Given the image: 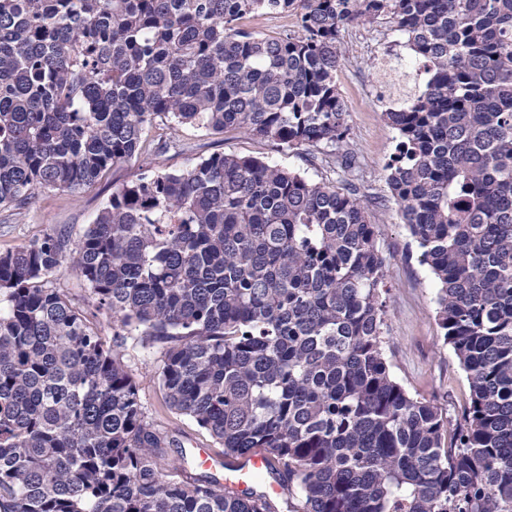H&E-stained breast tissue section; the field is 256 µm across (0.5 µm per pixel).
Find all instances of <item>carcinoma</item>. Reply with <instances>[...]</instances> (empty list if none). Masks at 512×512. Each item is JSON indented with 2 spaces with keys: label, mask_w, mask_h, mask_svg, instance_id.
Returning a JSON list of instances; mask_svg holds the SVG:
<instances>
[{
  "label": "carcinoma",
  "mask_w": 512,
  "mask_h": 512,
  "mask_svg": "<svg viewBox=\"0 0 512 512\" xmlns=\"http://www.w3.org/2000/svg\"><path fill=\"white\" fill-rule=\"evenodd\" d=\"M386 19L429 74L386 112L388 183L469 382L453 434L390 372L357 187L212 154L133 175L76 239L0 252V512H512V0H0V209L164 154L158 124L351 170L339 35ZM65 267L115 336L164 344L167 407L227 466L263 449L283 495L168 454L121 345L53 287ZM265 22L259 21L255 17H247L239 21V26L249 31L259 34H272V32H281L284 30L292 31L295 30V19L292 16H288V24H282L284 18L269 19L266 17Z\"/></svg>",
  "instance_id": "obj_1"
}]
</instances>
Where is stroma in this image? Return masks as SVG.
Instances as JSON below:
<instances>
[{
    "label": "stroma",
    "instance_id": "obj_1",
    "mask_svg": "<svg viewBox=\"0 0 512 512\" xmlns=\"http://www.w3.org/2000/svg\"><path fill=\"white\" fill-rule=\"evenodd\" d=\"M341 56L336 73L346 105L350 138L357 152L353 171L330 170L310 161L307 148L282 150L248 139L233 131L213 133L192 126L177 127L174 147L162 155V170L184 169L213 153L255 155L286 166L314 180L353 181L369 201V216L376 242L389 260L383 297L386 302L385 335L394 377L413 395L447 409L449 419L459 418L469 403L466 374L450 346L445 345L436 321L438 284L420 250L400 220L388 175L396 151L398 132L385 116L386 95L408 93V65L414 56L404 37L388 21L367 26L353 24L340 32ZM145 157L135 156L108 171L94 186L77 193L42 191L30 198L21 212L0 209V252L28 245L52 229L79 237L94 222L113 190L131 175L148 169ZM123 362L140 390L147 415L168 431L178 444L170 456L221 447L192 419L167 408L159 373L161 348L145 349L128 341L122 346Z\"/></svg>",
    "mask_w": 512,
    "mask_h": 512
}]
</instances>
